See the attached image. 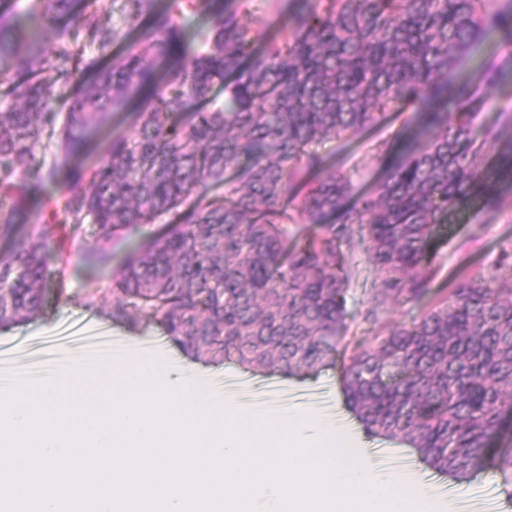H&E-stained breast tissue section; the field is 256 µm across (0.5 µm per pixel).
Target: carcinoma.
<instances>
[{
  "label": "carcinoma",
  "instance_id": "1",
  "mask_svg": "<svg viewBox=\"0 0 512 512\" xmlns=\"http://www.w3.org/2000/svg\"><path fill=\"white\" fill-rule=\"evenodd\" d=\"M0 0V328L35 318L61 246L28 223L97 241L165 220L112 266V321L159 326L190 358L310 374L340 364L347 405L368 432L416 449L433 470L512 482V247L498 265L435 289L437 225L499 214L512 185V109L477 130L491 90L512 77V0H290L259 40L229 0ZM205 21L200 49L180 19ZM504 51L452 83L484 45ZM224 91L218 102L216 88ZM142 99L138 128L108 138L106 116ZM394 116L384 173L330 164L326 140H350ZM44 143L52 160L37 157ZM63 192L57 207L47 195ZM298 226L295 232L288 225ZM361 249L364 289L384 307L428 304L345 357L348 297Z\"/></svg>",
  "mask_w": 512,
  "mask_h": 512
}]
</instances>
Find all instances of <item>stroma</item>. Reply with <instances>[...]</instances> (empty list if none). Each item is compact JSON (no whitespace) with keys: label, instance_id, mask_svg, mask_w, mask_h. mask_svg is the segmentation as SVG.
<instances>
[{"label":"stroma","instance_id":"1","mask_svg":"<svg viewBox=\"0 0 512 512\" xmlns=\"http://www.w3.org/2000/svg\"><path fill=\"white\" fill-rule=\"evenodd\" d=\"M400 128L401 123L396 120L360 136L352 145L329 142L324 149L332 154L337 166L347 168L360 164L361 183L368 187L380 172L379 162L372 151V141L389 137ZM47 231L62 243L68 261L63 265L61 274L51 281V296L41 315L29 322L0 330V347L16 352L36 348L50 359L54 356V350L48 347V340L66 336L76 326L85 332L108 327L113 335L123 340L122 347L117 350L118 355L136 358L140 355L141 343L154 339L160 343L157 359L184 371L186 377L203 393L217 392L219 383L226 380L251 390H282L291 396V405L295 408L305 407L310 395L322 394L327 397L343 430L365 450L377 468H384L386 460L400 458L405 462L404 470L411 481L446 484L467 496L491 492L498 500L497 512H512V486L505 484L501 476L492 475L485 480L474 476L464 481H452L447 475L427 468L420 461L416 450L399 441L368 434L346 404L339 368L327 366L314 375L302 377L277 372L246 371L233 363L191 368L187 365L185 354L156 325H145L140 331L133 332L112 322L109 316L111 294L101 295L99 301L92 304L85 298L87 288L97 285L101 278L100 272L83 261L87 247L94 241L92 232L73 237L65 234L63 227L58 224L48 225ZM442 233V247L436 261L439 271L434 280L435 287L444 288L452 280L465 278L478 271H489L497 263L502 249L512 245V190L505 193L502 210L492 223L480 227L469 223L467 217L462 216L451 226L443 228Z\"/></svg>","mask_w":512,"mask_h":512}]
</instances>
